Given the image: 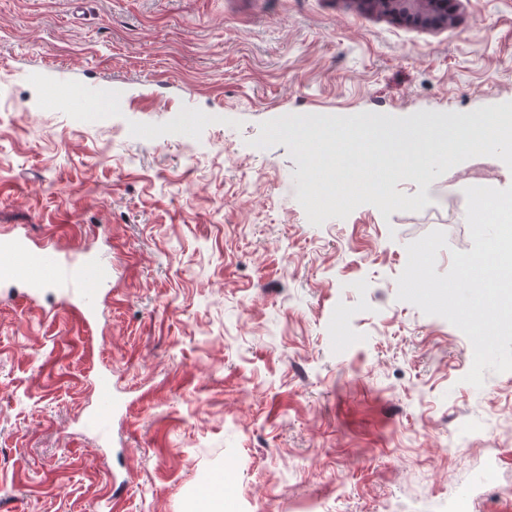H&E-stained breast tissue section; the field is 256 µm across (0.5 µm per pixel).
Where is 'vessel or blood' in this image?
<instances>
[{"label":"vessel or blood","instance_id":"vessel-or-blood-1","mask_svg":"<svg viewBox=\"0 0 512 512\" xmlns=\"http://www.w3.org/2000/svg\"><path fill=\"white\" fill-rule=\"evenodd\" d=\"M95 93L81 89L61 94L54 85L46 88V104H66L75 112L96 111ZM119 269L107 254L86 250L63 252L52 241L31 244L28 237L13 235L0 246V281H18L27 289L29 300L38 299L52 289L63 304L74 307L84 321L95 320L100 306L112 290ZM119 407L111 376L96 382V406L84 418V427L99 440H109L112 417Z\"/></svg>","mask_w":512,"mask_h":512}]
</instances>
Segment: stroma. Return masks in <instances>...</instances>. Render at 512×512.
Listing matches in <instances>:
<instances>
[{
    "label": "stroma",
    "instance_id": "stroma-1",
    "mask_svg": "<svg viewBox=\"0 0 512 512\" xmlns=\"http://www.w3.org/2000/svg\"><path fill=\"white\" fill-rule=\"evenodd\" d=\"M426 29L356 0H0V241L110 251L121 274L82 323L0 282V512H512V371L398 300L406 247L473 248L448 179L428 206L321 225L285 114L406 118L512 102V0H457ZM111 92L91 125L47 84ZM174 112L216 125L172 130ZM108 371L109 441L81 420Z\"/></svg>",
    "mask_w": 512,
    "mask_h": 512
}]
</instances>
